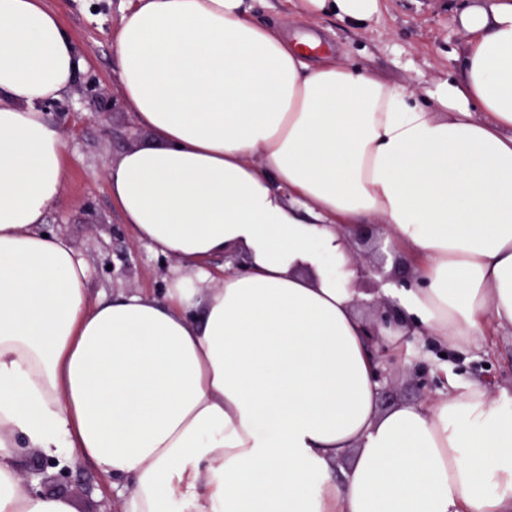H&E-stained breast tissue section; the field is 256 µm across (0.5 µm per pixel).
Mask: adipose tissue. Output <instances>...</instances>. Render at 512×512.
<instances>
[{
    "instance_id": "obj_1",
    "label": "adipose tissue",
    "mask_w": 512,
    "mask_h": 512,
    "mask_svg": "<svg viewBox=\"0 0 512 512\" xmlns=\"http://www.w3.org/2000/svg\"><path fill=\"white\" fill-rule=\"evenodd\" d=\"M261 2L123 10L122 102L155 141L109 161V189L132 238L179 264L163 297L95 301L45 230L66 172L43 105L78 50L44 0H0V512H76L21 482L28 450L131 485L121 512H512V394L447 376L440 398L380 409L345 231L379 222L415 263V285L382 287L390 355L512 326V0L453 15L459 70L419 95L309 63L317 39L258 21ZM282 2L355 29L384 12Z\"/></svg>"
}]
</instances>
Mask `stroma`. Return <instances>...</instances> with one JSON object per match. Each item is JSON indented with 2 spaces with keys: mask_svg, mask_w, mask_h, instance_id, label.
I'll return each instance as SVG.
<instances>
[{
  "mask_svg": "<svg viewBox=\"0 0 512 512\" xmlns=\"http://www.w3.org/2000/svg\"><path fill=\"white\" fill-rule=\"evenodd\" d=\"M76 42L82 71L70 92L55 101L53 115L66 143V181L60 203L45 224L66 238L90 265L88 290L92 297L145 292L162 297L174 259L154 254L133 242L107 183V165L123 149L149 145L151 132L137 127L122 106V91L112 54L127 0H46ZM466 0H385L380 25L363 33L328 18L314 23L323 36L320 52L353 57L374 73L418 93L432 80L456 71L466 34L451 22ZM423 373L408 360L389 358L388 373L379 385V406L417 401L419 379L438 380L437 367L463 381L480 380L492 394L512 391V326L493 329L488 341L473 350L422 354ZM61 492L75 503L76 512H121L131 487L113 489L85 461H74Z\"/></svg>",
  "mask_w": 512,
  "mask_h": 512,
  "instance_id": "obj_1",
  "label": "stroma"
}]
</instances>
